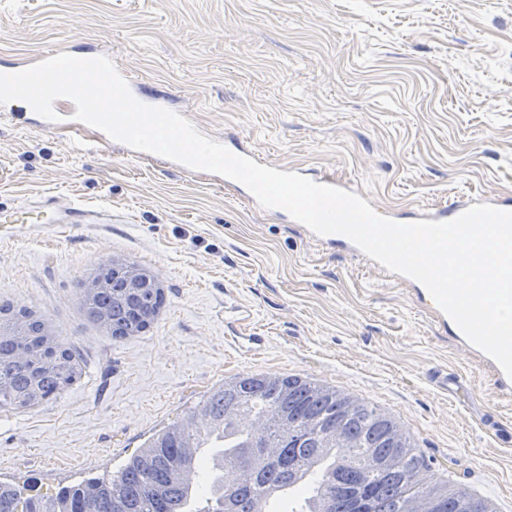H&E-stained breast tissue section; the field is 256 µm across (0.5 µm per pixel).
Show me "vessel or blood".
Masks as SVG:
<instances>
[{"label": "vessel or blood", "instance_id": "b4317fda", "mask_svg": "<svg viewBox=\"0 0 512 512\" xmlns=\"http://www.w3.org/2000/svg\"><path fill=\"white\" fill-rule=\"evenodd\" d=\"M32 212L41 215L43 223L67 224L74 228L81 224H108L112 221L111 208L78 199L63 202L53 194L20 202L13 210L14 215L21 218Z\"/></svg>", "mask_w": 512, "mask_h": 512}]
</instances>
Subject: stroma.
Here are the masks:
<instances>
[{
    "label": "stroma",
    "instance_id": "1",
    "mask_svg": "<svg viewBox=\"0 0 512 512\" xmlns=\"http://www.w3.org/2000/svg\"><path fill=\"white\" fill-rule=\"evenodd\" d=\"M52 46L110 54L202 134L398 214L512 199V0H0V71ZM35 120L0 117V208L52 193L115 221L0 223V305L42 315L82 369L0 409L1 478L34 494L109 474L213 386L297 375L376 403L435 480L512 512V387L409 284L208 177ZM115 258L164 293L122 340L81 298Z\"/></svg>",
    "mask_w": 512,
    "mask_h": 512
}]
</instances>
